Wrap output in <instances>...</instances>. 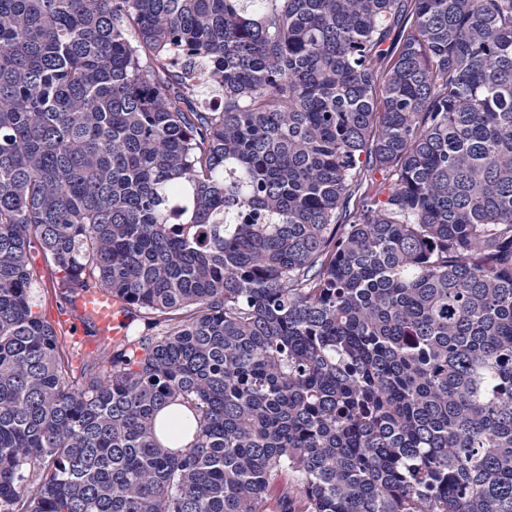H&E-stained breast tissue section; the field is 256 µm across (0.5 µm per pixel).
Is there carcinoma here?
<instances>
[{
    "label": "carcinoma",
    "instance_id": "1",
    "mask_svg": "<svg viewBox=\"0 0 512 512\" xmlns=\"http://www.w3.org/2000/svg\"><path fill=\"white\" fill-rule=\"evenodd\" d=\"M402 12L0 0V512H512V0ZM28 257L35 266L42 268L43 274L42 281L34 288L38 307L35 310L48 315L56 308V303L61 305L52 287V279L55 275L44 264L42 253L37 248L31 249ZM74 308L75 314H60L54 310L49 321L54 326L60 322L64 328L73 329L72 334L75 336V341L80 342L84 347H94V344L86 339L81 341L80 335L83 330L79 317L87 319L95 325L97 336L112 338L125 336L130 319L124 306L112 299L111 294L97 288H89L74 297Z\"/></svg>",
    "mask_w": 512,
    "mask_h": 512
}]
</instances>
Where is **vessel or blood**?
<instances>
[{
  "label": "vessel or blood",
  "instance_id": "b4317fda",
  "mask_svg": "<svg viewBox=\"0 0 512 512\" xmlns=\"http://www.w3.org/2000/svg\"><path fill=\"white\" fill-rule=\"evenodd\" d=\"M91 321L98 336L119 338L125 336L130 319L123 305L111 294L91 288L78 293L74 298V311L70 314L52 313L51 322L61 323L64 328L81 335L82 320Z\"/></svg>",
  "mask_w": 512,
  "mask_h": 512
}]
</instances>
